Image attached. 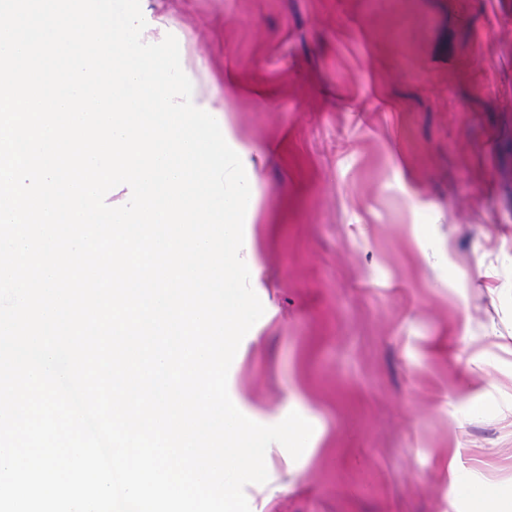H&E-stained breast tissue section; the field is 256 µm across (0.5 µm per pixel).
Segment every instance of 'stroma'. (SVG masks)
Here are the masks:
<instances>
[{"mask_svg": "<svg viewBox=\"0 0 512 512\" xmlns=\"http://www.w3.org/2000/svg\"><path fill=\"white\" fill-rule=\"evenodd\" d=\"M161 6L257 158L228 390L314 428L271 512H471L512 481V0Z\"/></svg>", "mask_w": 512, "mask_h": 512, "instance_id": "1", "label": "stroma"}]
</instances>
